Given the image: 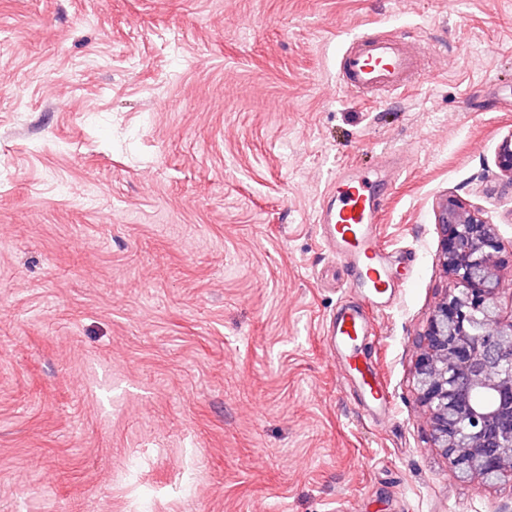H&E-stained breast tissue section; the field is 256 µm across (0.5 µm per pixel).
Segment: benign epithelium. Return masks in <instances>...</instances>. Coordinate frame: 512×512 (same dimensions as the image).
Wrapping results in <instances>:
<instances>
[{"label": "benign epithelium", "instance_id": "1", "mask_svg": "<svg viewBox=\"0 0 512 512\" xmlns=\"http://www.w3.org/2000/svg\"><path fill=\"white\" fill-rule=\"evenodd\" d=\"M496 165L512 175V138ZM437 230L453 287L416 338L415 393L455 474L487 486L512 479V315L500 312L499 275L512 246L455 198L441 205Z\"/></svg>", "mask_w": 512, "mask_h": 512}]
</instances>
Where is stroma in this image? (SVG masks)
<instances>
[{
	"mask_svg": "<svg viewBox=\"0 0 512 512\" xmlns=\"http://www.w3.org/2000/svg\"><path fill=\"white\" fill-rule=\"evenodd\" d=\"M440 47L414 90L336 84L368 28ZM512 0H0V512H512L457 480L412 385L448 286V197L512 241L496 166ZM395 152L379 224L410 280L361 352L316 217L337 169Z\"/></svg>",
	"mask_w": 512,
	"mask_h": 512,
	"instance_id": "35a3bbf8",
	"label": "stroma"
}]
</instances>
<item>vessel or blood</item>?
Here are the masks:
<instances>
[{"label": "vessel or blood", "mask_w": 512, "mask_h": 512, "mask_svg": "<svg viewBox=\"0 0 512 512\" xmlns=\"http://www.w3.org/2000/svg\"><path fill=\"white\" fill-rule=\"evenodd\" d=\"M439 54L437 47L412 45L401 39L357 36L344 50L337 70L340 88L360 95L371 103L373 92L397 94L411 89L426 73V61ZM381 198L369 176L344 169L337 172L326 191L319 211L321 241L351 273L349 287L359 300L341 306L324 326L329 353L338 354L357 380L366 410L385 415L387 395L370 364L354 353L358 338L371 335L375 316L396 298L400 286L394 272L396 258L378 232Z\"/></svg>", "instance_id": "obj_1"}]
</instances>
